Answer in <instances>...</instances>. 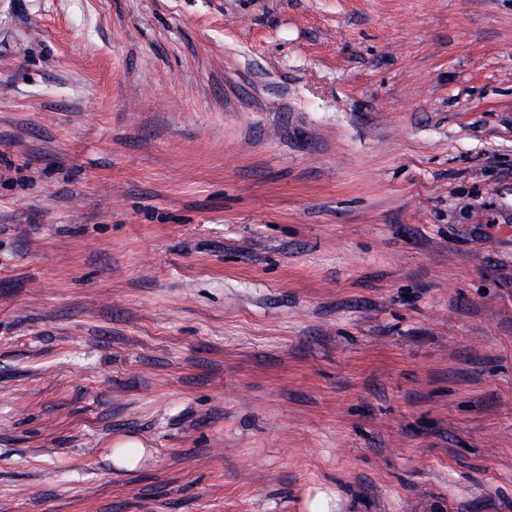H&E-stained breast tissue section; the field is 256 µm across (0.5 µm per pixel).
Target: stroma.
Returning <instances> with one entry per match:
<instances>
[{
  "instance_id": "stroma-1",
  "label": "stroma",
  "mask_w": 512,
  "mask_h": 512,
  "mask_svg": "<svg viewBox=\"0 0 512 512\" xmlns=\"http://www.w3.org/2000/svg\"><path fill=\"white\" fill-rule=\"evenodd\" d=\"M0 512H512V0H0Z\"/></svg>"
}]
</instances>
